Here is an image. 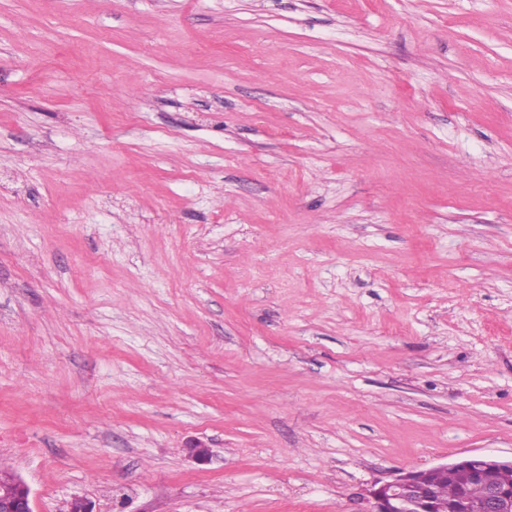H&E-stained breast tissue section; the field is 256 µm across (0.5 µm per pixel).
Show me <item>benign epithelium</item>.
<instances>
[{"mask_svg": "<svg viewBox=\"0 0 512 512\" xmlns=\"http://www.w3.org/2000/svg\"><path fill=\"white\" fill-rule=\"evenodd\" d=\"M506 467H512V458L474 454L450 464L411 470L370 491L371 512H433L436 476L448 470L481 482V512H512V491L496 480V473ZM0 512H33L30 490L23 480L16 478L8 485H0Z\"/></svg>", "mask_w": 512, "mask_h": 512, "instance_id": "7a95c632", "label": "benign epithelium"}]
</instances>
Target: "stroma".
Wrapping results in <instances>:
<instances>
[{"instance_id": "35a3bbf8", "label": "stroma", "mask_w": 512, "mask_h": 512, "mask_svg": "<svg viewBox=\"0 0 512 512\" xmlns=\"http://www.w3.org/2000/svg\"><path fill=\"white\" fill-rule=\"evenodd\" d=\"M471 454L512 456V0H0L33 512H369Z\"/></svg>"}]
</instances>
